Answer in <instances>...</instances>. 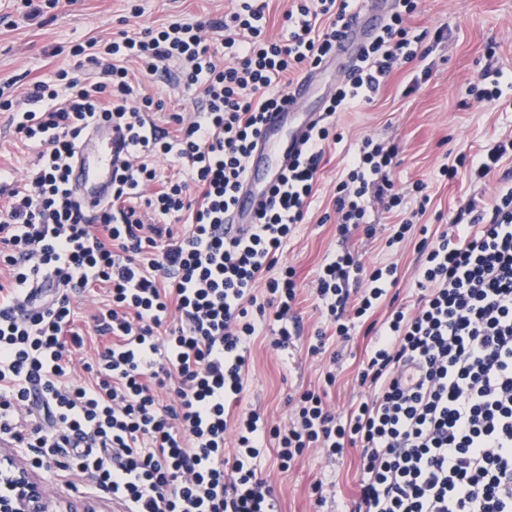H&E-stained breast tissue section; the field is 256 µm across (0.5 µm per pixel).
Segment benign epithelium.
I'll return each instance as SVG.
<instances>
[{"label":"benign epithelium","instance_id":"1","mask_svg":"<svg viewBox=\"0 0 512 512\" xmlns=\"http://www.w3.org/2000/svg\"><path fill=\"white\" fill-rule=\"evenodd\" d=\"M0 512H98L92 500L73 502L48 494L42 481L22 461L17 450L0 448Z\"/></svg>","mask_w":512,"mask_h":512}]
</instances>
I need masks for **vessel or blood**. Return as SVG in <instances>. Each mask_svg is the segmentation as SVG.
I'll list each match as a JSON object with an SVG mask.
<instances>
[{
    "label": "vessel or blood",
    "instance_id": "vessel-or-blood-1",
    "mask_svg": "<svg viewBox=\"0 0 512 512\" xmlns=\"http://www.w3.org/2000/svg\"><path fill=\"white\" fill-rule=\"evenodd\" d=\"M394 0H362L359 17L336 45L337 55L356 56L360 47L375 33L374 23L393 8ZM309 77L291 85L279 111L268 113L257 139L259 146L248 160V181L238 192L226 221L232 225L252 223L266 201L277 173L287 169L301 146V138L318 121V112L305 102ZM125 145L111 123L95 126L83 139L70 180L84 205L94 208L112 190V171L124 158Z\"/></svg>",
    "mask_w": 512,
    "mask_h": 512
}]
</instances>
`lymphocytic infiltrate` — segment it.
Instances as JSON below:
<instances>
[{"instance_id": "lymphocytic-infiltrate-1", "label": "lymphocytic infiltrate", "mask_w": 512, "mask_h": 512, "mask_svg": "<svg viewBox=\"0 0 512 512\" xmlns=\"http://www.w3.org/2000/svg\"><path fill=\"white\" fill-rule=\"evenodd\" d=\"M417 8L395 0L238 236L224 216L264 114L295 73L335 49L355 19L351 0H291L273 36L265 0H237L221 18L73 46L77 67L98 68L95 80L61 68L19 97L0 88V111L38 148L23 178L0 169V441L32 449L37 466L64 481L90 477L126 512H271L273 488L257 476L271 440L284 469L310 449L335 459L358 448L356 512H512V184L489 201L466 198L444 227L421 226V294L386 318L358 374L370 392L346 419L309 390L281 426L255 410L225 415L243 391L258 323L273 320L277 349L298 335L292 272H270L311 204L337 113L372 100L382 78L414 58L419 38L406 20ZM132 61L202 95L197 112L173 114L177 134L155 124L162 103L134 84ZM103 120L122 132L127 156L91 213L69 173L81 138ZM396 156L363 139L336 185L340 235H373L367 192L386 210L402 205L389 177ZM160 157L177 173L163 175ZM396 273L393 263L376 268L352 290L363 272L351 253L324 264L316 294L336 336L349 339L354 321L373 314ZM45 282L56 293L17 315ZM95 286L107 302L86 332L74 298ZM92 334L110 343L88 360Z\"/></svg>"}]
</instances>
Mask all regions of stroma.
<instances>
[{
  "instance_id": "obj_1",
  "label": "stroma",
  "mask_w": 512,
  "mask_h": 512,
  "mask_svg": "<svg viewBox=\"0 0 512 512\" xmlns=\"http://www.w3.org/2000/svg\"><path fill=\"white\" fill-rule=\"evenodd\" d=\"M136 2L142 14L134 19L128 16L127 0H62L57 9L27 22L19 0H0V84L13 83L21 92L57 69H74L71 47L93 37H107L126 27L204 21L233 7L231 0ZM408 25L421 37L415 57L383 78L372 101L337 113L336 130L342 138L326 145L310 208L279 258L280 264L295 272L300 338L285 350L270 347V329L251 338L252 365L240 398L226 407L230 417L256 410L277 421L287 420L289 396L306 389L322 392L328 409L337 415L364 397L366 390L356 384L355 376L389 313V304H381L366 321L358 323L349 340L330 336L327 349L339 354L334 385L324 383L322 361L307 355L309 336L324 325L316 280L336 253H358L368 270L396 264L398 282L391 295L408 305L418 298L419 233H407L399 247L385 245L409 218V211H385L370 194L366 202L375 238L365 239L359 231L343 237L336 231V183L364 137L386 139L395 145L398 164L390 177L396 187L426 184L430 202L424 223H449L466 197L476 195L489 201L495 194L496 178L471 180L468 165L495 141L512 135V0H420ZM491 47L496 50L492 57L487 54ZM489 65L501 72V98L493 109L483 107L470 92ZM136 81L145 93L163 101L162 111L154 116L159 127L174 129L172 113L193 112L202 106L201 98L183 96L166 76L140 73ZM33 157V150L17 139L7 115L0 113V167L18 177ZM445 165L457 166V175L442 176L440 169ZM358 465V449L348 448L337 461L313 452L284 471L275 448L270 447L261 460V471L274 488L277 512H314L311 492L319 481L336 485V495L324 512H352Z\"/></svg>"
}]
</instances>
